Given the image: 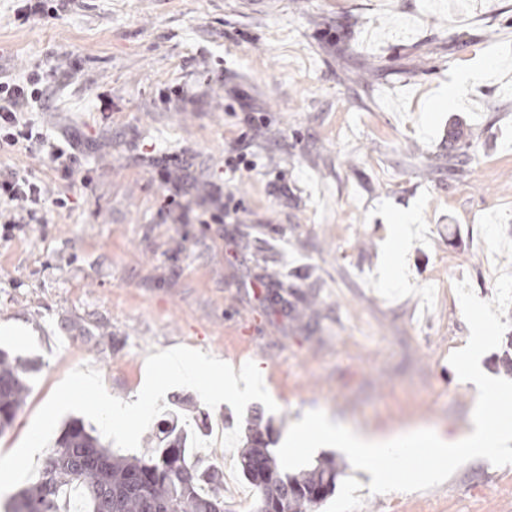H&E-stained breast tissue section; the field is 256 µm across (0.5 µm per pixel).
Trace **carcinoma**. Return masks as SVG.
<instances>
[{"instance_id":"carcinoma-1","label":"carcinoma","mask_w":512,"mask_h":512,"mask_svg":"<svg viewBox=\"0 0 512 512\" xmlns=\"http://www.w3.org/2000/svg\"><path fill=\"white\" fill-rule=\"evenodd\" d=\"M27 363L0 350V435L10 430L30 392ZM172 420L158 428L149 454L119 453L105 446L81 420L68 422L44 456L35 483L13 495L7 512H226L224 474L191 459L187 434ZM238 458L242 477L257 490L253 512H315L343 471L331 461L290 474L280 469L270 428L247 424Z\"/></svg>"}]
</instances>
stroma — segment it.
Wrapping results in <instances>:
<instances>
[{"instance_id":"stroma-1","label":"stroma","mask_w":512,"mask_h":512,"mask_svg":"<svg viewBox=\"0 0 512 512\" xmlns=\"http://www.w3.org/2000/svg\"><path fill=\"white\" fill-rule=\"evenodd\" d=\"M0 0V77L75 69L33 117L76 172L0 153L50 195L40 223L0 237V347L34 361L0 435L13 451L73 369L135 401L147 356L176 346L254 362L280 447L310 410L380 435L467 431L477 401L448 361L469 328L454 284L495 295L512 271V0ZM379 64L368 86L362 65ZM458 100L445 102L449 84ZM475 156L448 172L447 129ZM246 153L253 171L225 169ZM182 208L165 206L170 186ZM233 195L221 224L196 215ZM408 215L400 279L382 276ZM191 425L233 416L189 388ZM318 512H512V465L471 460L425 491L374 494L347 465Z\"/></svg>"}]
</instances>
